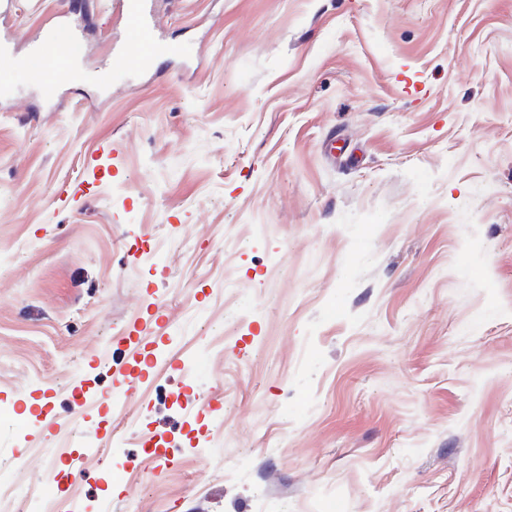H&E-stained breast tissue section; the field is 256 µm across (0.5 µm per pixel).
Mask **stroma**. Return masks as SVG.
Instances as JSON below:
<instances>
[{
  "mask_svg": "<svg viewBox=\"0 0 512 512\" xmlns=\"http://www.w3.org/2000/svg\"><path fill=\"white\" fill-rule=\"evenodd\" d=\"M13 0L0 487L34 512H512V0ZM147 0H119L127 27L133 37L142 46L144 52L134 59L125 52H112L108 69L113 73H125L136 65L144 64L154 56L176 53L177 48L162 44L155 36L154 29L146 17L144 4ZM84 76L79 72L75 60L68 62L56 61L52 63L41 83V92L44 98L54 99L58 85L64 80H82Z\"/></svg>",
  "mask_w": 512,
  "mask_h": 512,
  "instance_id": "1",
  "label": "stroma"
}]
</instances>
